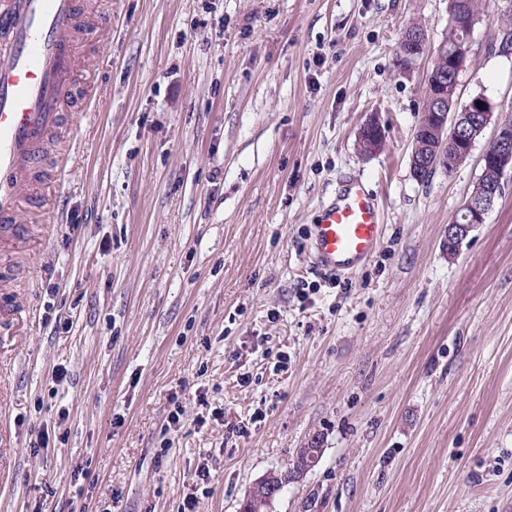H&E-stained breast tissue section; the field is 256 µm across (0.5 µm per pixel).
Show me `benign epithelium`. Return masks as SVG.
Listing matches in <instances>:
<instances>
[{
  "label": "benign epithelium",
  "mask_w": 512,
  "mask_h": 512,
  "mask_svg": "<svg viewBox=\"0 0 512 512\" xmlns=\"http://www.w3.org/2000/svg\"><path fill=\"white\" fill-rule=\"evenodd\" d=\"M411 50L403 55L404 65H412L427 45L425 31H416L410 40ZM425 116L437 128L435 141L426 146L417 139H412L410 161L413 173L417 176L431 169H439L448 162V147L460 145L466 147V153H471L477 137L491 123L493 113L488 111L486 99L475 98L467 104L464 112H450L442 96H436L431 110ZM359 153L364 158L377 154L383 147V135L378 122L370 118L360 128L357 137ZM512 158V124L499 121L496 125L495 136L482 154L481 162L490 160L504 165L502 177L512 176V167L506 166V161ZM496 201V194L491 193L481 201L467 200L459 208L465 223L450 222L446 230L448 238L457 243L469 236L479 225L485 223L486 215Z\"/></svg>",
  "instance_id": "benign-epithelium-1"
}]
</instances>
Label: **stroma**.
Segmentation results:
<instances>
[{"instance_id":"35a3bbf8","label":"stroma","mask_w":512,"mask_h":512,"mask_svg":"<svg viewBox=\"0 0 512 512\" xmlns=\"http://www.w3.org/2000/svg\"><path fill=\"white\" fill-rule=\"evenodd\" d=\"M91 3L112 16L81 68L100 110L21 215L63 221L0 251V300L25 309L0 351V512H180L201 465V512H239L315 445L265 512H512V181L452 256L493 131L452 172L410 167L448 0ZM414 22L429 49L407 68ZM509 25L512 0H479L458 77L457 105L483 95L498 120L512 52L489 44ZM351 175L386 233L340 288L308 239ZM383 135L378 122L369 118L360 128L357 137L359 153L364 158L377 154L383 147Z\"/></svg>"}]
</instances>
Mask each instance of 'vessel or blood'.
<instances>
[{
	"label": "vessel or blood",
	"mask_w": 512,
	"mask_h": 512,
	"mask_svg": "<svg viewBox=\"0 0 512 512\" xmlns=\"http://www.w3.org/2000/svg\"><path fill=\"white\" fill-rule=\"evenodd\" d=\"M111 25V15H90L86 0H0V248L15 249L29 235L20 216L37 202L33 170L60 179V165L47 159L74 108L83 41L90 30ZM383 233L377 197L350 179L312 227L313 262L333 276L352 274L370 260Z\"/></svg>",
	"instance_id": "1"
}]
</instances>
